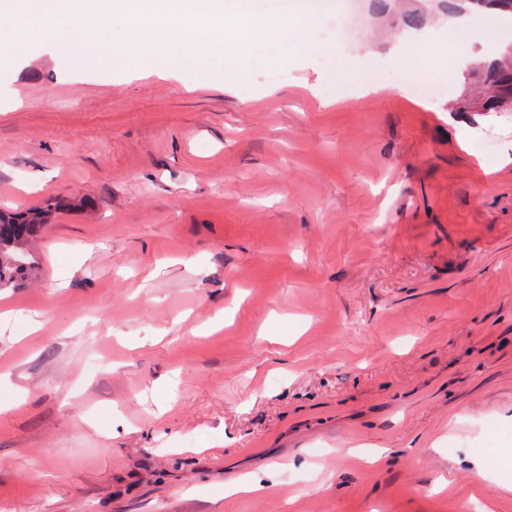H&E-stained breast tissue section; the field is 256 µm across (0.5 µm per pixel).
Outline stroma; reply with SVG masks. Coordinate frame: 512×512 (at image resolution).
I'll use <instances>...</instances> for the list:
<instances>
[{
  "instance_id": "35a3bbf8",
  "label": "stroma",
  "mask_w": 512,
  "mask_h": 512,
  "mask_svg": "<svg viewBox=\"0 0 512 512\" xmlns=\"http://www.w3.org/2000/svg\"><path fill=\"white\" fill-rule=\"evenodd\" d=\"M406 8L244 72L0 63V210L57 205L0 288V512H512V112Z\"/></svg>"
}]
</instances>
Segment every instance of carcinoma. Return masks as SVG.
Masks as SVG:
<instances>
[{"label":"carcinoma","instance_id":"1","mask_svg":"<svg viewBox=\"0 0 512 512\" xmlns=\"http://www.w3.org/2000/svg\"><path fill=\"white\" fill-rule=\"evenodd\" d=\"M445 9L471 14L494 11L512 21V0H441ZM469 93L456 103L460 112L475 106L485 112L512 110V43L469 70ZM50 209L33 208L18 214L0 213V288H9L34 269L29 245L47 224Z\"/></svg>","mask_w":512,"mask_h":512}]
</instances>
